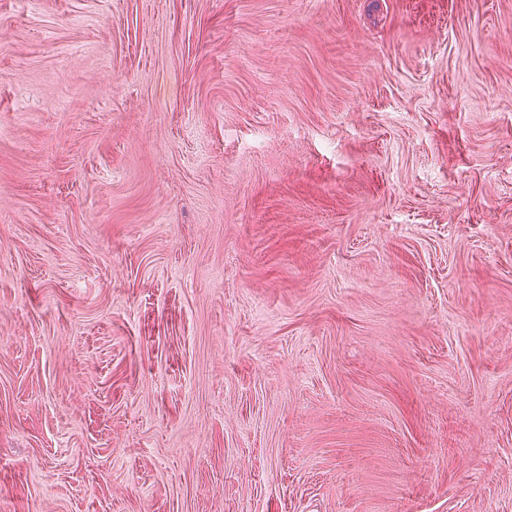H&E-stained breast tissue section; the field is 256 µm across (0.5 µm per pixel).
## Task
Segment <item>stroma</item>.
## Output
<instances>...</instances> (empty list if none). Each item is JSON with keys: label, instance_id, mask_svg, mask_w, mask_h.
<instances>
[{"label": "stroma", "instance_id": "stroma-1", "mask_svg": "<svg viewBox=\"0 0 512 512\" xmlns=\"http://www.w3.org/2000/svg\"><path fill=\"white\" fill-rule=\"evenodd\" d=\"M0 512H512V0H0Z\"/></svg>", "mask_w": 512, "mask_h": 512}]
</instances>
